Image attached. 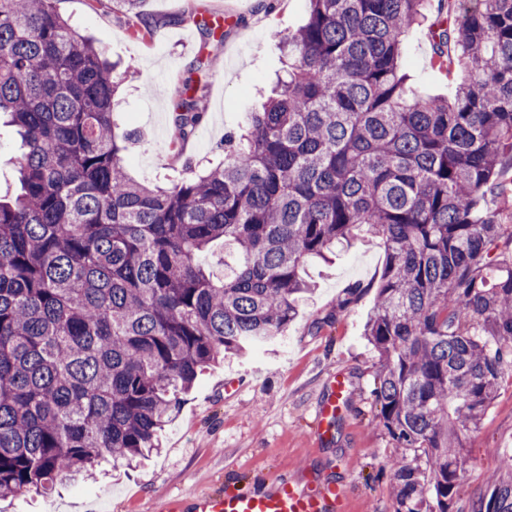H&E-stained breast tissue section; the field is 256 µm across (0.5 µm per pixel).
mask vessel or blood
<instances>
[{
  "mask_svg": "<svg viewBox=\"0 0 512 512\" xmlns=\"http://www.w3.org/2000/svg\"><path fill=\"white\" fill-rule=\"evenodd\" d=\"M347 392L345 380L336 378L328 397L316 408L317 422L333 418ZM345 498L342 486H304L286 471L274 482L260 479L246 490L173 497L164 502L162 512H342Z\"/></svg>",
  "mask_w": 512,
  "mask_h": 512,
  "instance_id": "1",
  "label": "vessel or blood"
}]
</instances>
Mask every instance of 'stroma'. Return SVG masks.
Masks as SVG:
<instances>
[{
    "label": "stroma",
    "instance_id": "obj_1",
    "mask_svg": "<svg viewBox=\"0 0 512 512\" xmlns=\"http://www.w3.org/2000/svg\"><path fill=\"white\" fill-rule=\"evenodd\" d=\"M152 23L145 38L132 35L119 0L91 7L89 0H58L61 15L120 68L136 72L119 89L118 123L145 137L131 145L127 170L138 182L166 184L186 163L208 169L224 159V134L237 131L247 112L261 108L287 60L270 34L302 25L309 0H142ZM224 16L223 36H208L198 23ZM403 68L431 94L448 91L434 68L426 27L403 38ZM205 84V119L183 148L173 144L176 90L186 81ZM152 86L144 94L141 82ZM386 260L380 239L355 232L329 263L304 268L314 285L275 344L208 367L160 436L161 449L134 465H101L88 480L59 486L50 496L0 499V512H159L169 497L247 487L256 472L276 477L292 470L302 483L336 481L346 490L347 512H393L388 462L401 451L378 424L372 395L376 354L364 336ZM363 293L345 310L346 288ZM349 394L337 418L323 427L314 409L334 376ZM240 382L238 392L225 381ZM469 465L462 499L484 487L505 456L512 455V382L503 381L468 439Z\"/></svg>",
    "mask_w": 512,
    "mask_h": 512
}]
</instances>
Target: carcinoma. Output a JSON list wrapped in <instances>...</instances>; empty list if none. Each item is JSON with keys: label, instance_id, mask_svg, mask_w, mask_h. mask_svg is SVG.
I'll list each match as a JSON object with an SVG mask.
<instances>
[{"label": "carcinoma", "instance_id": "carcinoma-1", "mask_svg": "<svg viewBox=\"0 0 512 512\" xmlns=\"http://www.w3.org/2000/svg\"><path fill=\"white\" fill-rule=\"evenodd\" d=\"M57 2L0 0V120L25 147L0 194V498L158 449L198 375L282 335L306 261L363 229L387 257L364 329L379 424L413 452L390 464L394 512H512V457L458 506L469 433L512 376V0H442L447 97L401 63L429 0H309L224 162L167 186L129 175L125 75ZM139 2L121 0L145 36ZM203 92L178 96L176 141Z\"/></svg>", "mask_w": 512, "mask_h": 512}]
</instances>
